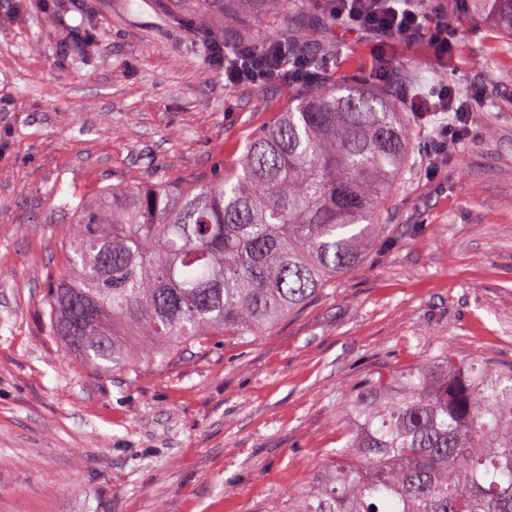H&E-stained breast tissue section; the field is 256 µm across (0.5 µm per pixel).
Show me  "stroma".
I'll list each match as a JSON object with an SVG mask.
<instances>
[{
    "mask_svg": "<svg viewBox=\"0 0 512 512\" xmlns=\"http://www.w3.org/2000/svg\"><path fill=\"white\" fill-rule=\"evenodd\" d=\"M448 55L385 43L397 89L474 99L475 135L436 156L447 120L411 125V164L364 261L264 336L222 337L172 368L103 373L49 328L71 206L116 184L210 181L301 85L224 81L201 45L228 28L197 0H0V512H268L306 487L345 421L337 399L450 344L512 365V44L462 0H424ZM328 76H367L375 37L325 11ZM88 29L83 59L75 30Z\"/></svg>",
    "mask_w": 512,
    "mask_h": 512,
    "instance_id": "stroma-1",
    "label": "stroma"
}]
</instances>
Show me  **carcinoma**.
Here are the masks:
<instances>
[{
	"instance_id": "carcinoma-1",
	"label": "carcinoma",
	"mask_w": 512,
	"mask_h": 512,
	"mask_svg": "<svg viewBox=\"0 0 512 512\" xmlns=\"http://www.w3.org/2000/svg\"><path fill=\"white\" fill-rule=\"evenodd\" d=\"M318 0H246L306 16ZM512 37V0H469ZM324 48L293 39L290 65ZM401 97L359 81L305 90L201 184L114 185L74 209L53 335L104 372L172 367L216 336L257 338L357 267L409 161ZM345 444L273 512H512V366L447 346L348 394Z\"/></svg>"
}]
</instances>
